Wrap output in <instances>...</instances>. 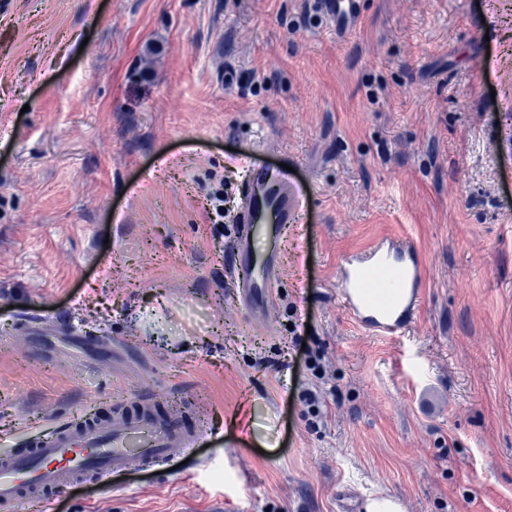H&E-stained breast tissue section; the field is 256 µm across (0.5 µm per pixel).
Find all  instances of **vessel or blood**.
<instances>
[{
  "label": "vessel or blood",
  "instance_id": "vessel-or-blood-1",
  "mask_svg": "<svg viewBox=\"0 0 512 512\" xmlns=\"http://www.w3.org/2000/svg\"><path fill=\"white\" fill-rule=\"evenodd\" d=\"M339 31H348L357 0H320ZM240 209L229 270L244 305L267 318L280 278L277 242L298 221L304 201L288 170L251 165L238 189ZM337 293L344 308L376 335L399 336L423 295V266L409 240L372 246L343 266ZM148 394L113 406L108 417H72L27 447L0 453V512L46 505L80 483L111 484L122 474L173 467L202 443L223 438L222 429L184 425L181 416L159 414Z\"/></svg>",
  "mask_w": 512,
  "mask_h": 512
}]
</instances>
